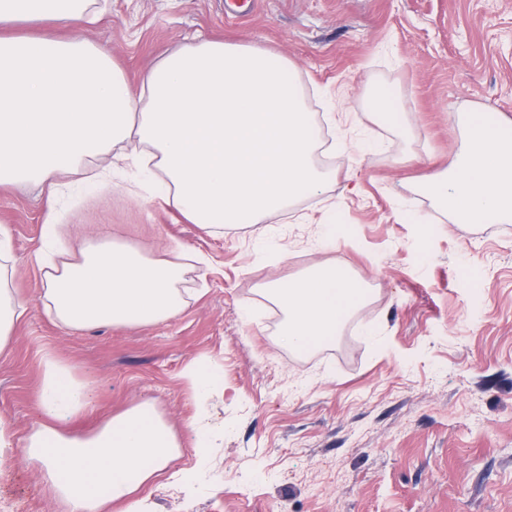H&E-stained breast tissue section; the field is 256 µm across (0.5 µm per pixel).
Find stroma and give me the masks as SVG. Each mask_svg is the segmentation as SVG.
I'll return each instance as SVG.
<instances>
[{
	"instance_id": "stroma-1",
	"label": "stroma",
	"mask_w": 512,
	"mask_h": 512,
	"mask_svg": "<svg viewBox=\"0 0 512 512\" xmlns=\"http://www.w3.org/2000/svg\"><path fill=\"white\" fill-rule=\"evenodd\" d=\"M98 4L92 24L9 31L106 45L133 91L163 55L201 39L274 50L297 68L315 112L342 100L336 181L262 229L220 236L146 192L69 198L62 219L73 241L113 236L156 257L181 243L207 259L187 275L198 298L174 319L85 331L44 311L42 186L1 187L28 313L0 352V418L28 432L51 351L96 389L97 410L75 432L152 399L183 444L175 471L196 465L197 405L223 427L200 480L183 488L157 478L142 512H512V223H451L414 186L460 150L459 113L512 118V0H257L237 20L225 19V0ZM381 86L406 128L371 114ZM363 138L365 155L349 147ZM331 206L337 236L326 246ZM318 261L365 281L373 302L331 344L300 355L275 345L282 314L258 286ZM195 360L224 373L223 389L202 402L183 377ZM0 512L64 509L40 466L12 450L0 461Z\"/></svg>"
}]
</instances>
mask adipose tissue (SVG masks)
I'll return each instance as SVG.
<instances>
[{"mask_svg":"<svg viewBox=\"0 0 512 512\" xmlns=\"http://www.w3.org/2000/svg\"><path fill=\"white\" fill-rule=\"evenodd\" d=\"M95 0H0V25L92 19ZM291 61L264 48L203 39L163 57L131 92L110 51L78 37L0 34V187L46 185L37 262L42 300L71 330L140 328L175 318L194 252L174 245L151 258L116 239L85 242L69 260L57 207L76 173L84 192L134 170L169 208L214 234L263 221L302 198L327 194L335 172L317 164L320 127ZM459 123L464 142L448 168L421 185L458 224L512 223V119L473 110ZM12 236L0 225V351L28 310L13 286ZM284 314L278 344L306 351L335 340L365 304L367 285L345 269L316 263L262 284ZM36 418L25 437L0 419V457L19 449L38 463L66 512H138V494L161 475L185 485L196 472H169L181 453L173 425L151 400L112 414L86 435L71 424L90 411L92 387L68 362L45 353Z\"/></svg>","mask_w":512,"mask_h":512,"instance_id":"1","label":"adipose tissue"}]
</instances>
